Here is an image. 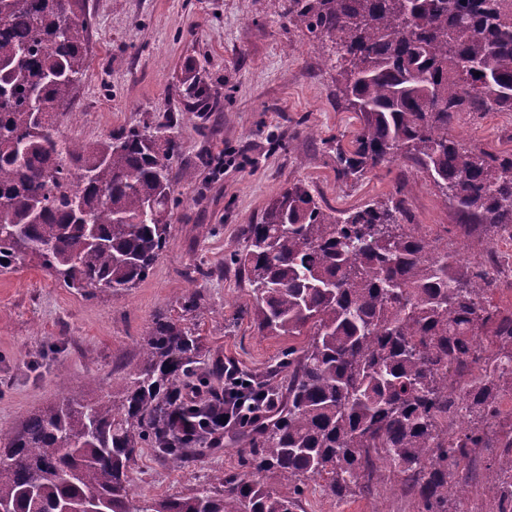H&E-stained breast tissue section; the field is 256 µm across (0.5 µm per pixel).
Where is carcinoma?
Returning <instances> with one entry per match:
<instances>
[{
	"label": "carcinoma",
	"instance_id": "1",
	"mask_svg": "<svg viewBox=\"0 0 512 512\" xmlns=\"http://www.w3.org/2000/svg\"><path fill=\"white\" fill-rule=\"evenodd\" d=\"M288 25L328 46L336 100L357 114L341 173L385 162L422 169L466 218L512 227V155L448 138L463 112H512V0H275ZM86 0H0V268L31 264L84 295L145 279L164 251L181 150L169 122L62 146L58 122L86 70ZM479 75H474V72ZM181 94L212 111L193 76ZM42 205L32 220L33 203ZM403 201L325 209L297 181L244 228L231 261L253 293L265 336H304L253 384L276 413L243 421L239 470L215 472L184 497L135 499L130 463L152 448L183 469L224 410L174 402L193 377L201 336L187 316L159 314L140 359L96 399L63 392L0 427V503L63 512L94 499L103 512H296L311 481L342 501L401 477L418 512H455L471 481L462 461L494 448L485 494L512 512V311L491 304L500 270L467 269L448 245L407 224ZM273 476L277 486L265 482Z\"/></svg>",
	"mask_w": 512,
	"mask_h": 512
}]
</instances>
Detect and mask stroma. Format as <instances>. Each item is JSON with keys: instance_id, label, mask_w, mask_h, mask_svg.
<instances>
[{"instance_id": "stroma-1", "label": "stroma", "mask_w": 512, "mask_h": 512, "mask_svg": "<svg viewBox=\"0 0 512 512\" xmlns=\"http://www.w3.org/2000/svg\"><path fill=\"white\" fill-rule=\"evenodd\" d=\"M87 69L61 117L58 135L90 143L123 126L171 118L181 143L175 167L196 177L175 186L167 245L150 275L121 293L88 297L39 268L0 270V426L22 420L66 390L93 398L135 365L154 317L179 315L182 290L203 304L196 320L202 356L193 381L220 391L216 363L246 378L279 363L297 337L263 336L246 310L250 288L230 257L241 230L259 223L269 201L302 180L327 208L346 210L389 197L404 199L411 223L458 251L463 266L497 260L492 301L512 307V239L474 231L458 235L463 216L417 167L379 165L343 179L328 139L350 147L360 124L336 101L335 73L306 31L287 26L272 0H87ZM209 86L213 110L199 119L180 93L188 72ZM451 138L494 155L512 154V112H464ZM211 234L200 236L198 225ZM231 443L177 469L142 449L129 477L137 500L190 494L213 471H233ZM300 512H417L397 475L372 497L339 501L317 483Z\"/></svg>"}]
</instances>
